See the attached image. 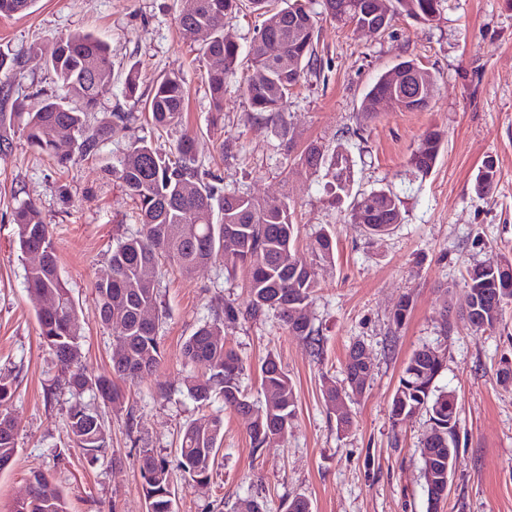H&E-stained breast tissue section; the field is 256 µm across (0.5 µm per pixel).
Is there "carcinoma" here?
I'll use <instances>...</instances> for the list:
<instances>
[{"instance_id":"cac0c4a2","label":"carcinoma","mask_w":512,"mask_h":512,"mask_svg":"<svg viewBox=\"0 0 512 512\" xmlns=\"http://www.w3.org/2000/svg\"><path fill=\"white\" fill-rule=\"evenodd\" d=\"M35 0H0V16L12 17L29 10ZM240 0H180L178 23L198 31L200 51L221 59L222 66L207 72V85L213 110L224 109V86L234 78L241 64L239 45L224 35L216 20L235 13ZM252 0L264 15L247 54L251 70L260 79H249L244 94L260 119L279 117L288 95L304 73L316 66L314 49L315 18L301 0ZM443 0H389L381 8L379 0H323L327 15L342 27L353 22L380 34L399 16L424 23L440 17ZM289 60L283 66V59ZM47 65L54 72L58 88L36 96L16 99L11 111L0 112V148L12 143L11 131L23 130L27 141L50 152L59 140L73 144L78 156L94 152L111 137L122 136L127 144L112 163V176L136 202L139 231L117 240L109 264L112 275L94 286L99 317L105 325L122 330L123 350L112 356V371L123 379H142L159 369L163 350L158 336L157 275L167 263L184 276L217 259L225 271L247 269L252 297L249 315L257 316L275 309L294 336L309 340L319 353L320 339L312 336L306 308L316 287V272L298 256L295 248L297 228L288 203L279 200L258 201L252 197L228 193L216 178H210L196 165L193 137L185 133L168 153L153 148L145 139L127 136L132 116L113 112L91 123L99 99L112 85V55L109 46L89 33H69L59 38L47 52ZM411 73L408 100L398 88L399 76ZM437 82L427 69L414 60H404L380 74L361 101L360 118L369 122L378 112L376 103L383 97L395 98L392 109L421 112L435 97ZM186 91L181 80L164 76L156 81L147 98V112L160 128L182 124ZM444 134L429 130L410 157L413 168L426 175L434 167ZM302 164L311 170L326 169L334 181L336 197L349 195L350 176L347 158L338 151L327 156L317 145H309ZM498 167L489 156L474 182L479 197L489 195L497 185ZM13 224L19 248L24 253L42 249L45 260L26 271L28 294L36 311L43 342L53 351L63 375L64 385L75 395L96 391L103 401L117 405L121 393L112 384L91 377L81 364V340L76 304L58 270L50 225L44 223L38 208L23 202L14 208ZM351 216L368 233L381 236L402 222L400 199L390 190L364 193L353 200ZM232 240V251L225 250ZM313 249L323 259L333 258V241L322 233ZM512 307V259L492 257L467 271L463 281L460 310L475 333L493 331ZM412 309L404 296L393 311L392 322L401 326ZM152 312L146 320L143 313ZM239 311L232 305L216 311L212 321L201 325L183 344L187 363L204 369L201 377L187 379L188 392L205 404L214 396L224 405L250 418L247 435L253 449L272 441L271 435L285 436L296 414L295 387L276 360L269 357L260 366L264 402L256 406L244 395L239 378L246 369L244 360L224 344V320H234ZM363 345H353L345 365L348 392L334 382L324 386L327 405L336 408L339 397L363 392L370 372L360 360ZM431 347L415 350L404 363L399 384L392 397L391 420L403 422L422 412L429 415L430 428L421 439L420 453L427 487V512L442 499L441 489L431 486L433 478L452 466L457 452L458 423L455 398L448 392H436L434 382L443 367L442 359H431ZM13 392L0 378V468L14 462L18 453L7 403ZM67 432L74 445L92 458L110 451L107 434L96 413L81 402L69 410ZM224 436V421L215 416L186 426L176 458L184 482L190 487L208 484ZM143 479L142 492L146 512H176V491L170 479V461L145 450L138 459ZM14 512H68L59 486L45 473L31 471L26 496L16 503Z\"/></svg>"}]
</instances>
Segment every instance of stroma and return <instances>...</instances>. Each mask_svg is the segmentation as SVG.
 Segmentation results:
<instances>
[{"mask_svg":"<svg viewBox=\"0 0 512 512\" xmlns=\"http://www.w3.org/2000/svg\"><path fill=\"white\" fill-rule=\"evenodd\" d=\"M305 3L317 15L320 67L289 96L284 137L251 108L243 87L252 71L245 66L224 89L223 112L214 114L206 82L211 62L179 27V0H36L27 14L0 18V55L19 61L0 69V110L10 111L16 98L56 90L53 72L33 47L90 33L109 44L114 64L99 113H132V134L162 152L189 133L198 164L226 191L288 202L298 254L317 273L307 316L322 340L316 357L276 310L246 317L245 272L227 273L216 262L185 277L162 266L157 308L164 360L152 377L117 381L120 407L82 396L83 404L98 408L111 445L107 457L89 459L67 436L73 396L49 389L58 375L56 357L39 336L25 280L33 259L19 249L12 212L31 201L50 224L60 275L78 309L82 363L90 374L112 378L122 331L101 323L93 289L110 273L112 245L140 228L135 202L109 171L125 143L105 141L63 166L57 159L71 154V145H57L50 155L15 132L11 147L0 151V376L13 383L9 411L19 453L0 471V512H11L36 469L53 476L69 512H145L140 452L173 459L183 428L217 414L224 418V441L210 482L189 489L180 472L172 474L178 512H233L247 497L280 512L297 494L310 499L313 512H426L420 440L427 417L397 425L390 418L403 363L425 345L443 354L436 385L455 394L458 407L452 490L439 512H512V388L497 381L501 358H512V308L485 334L474 333L460 314L467 268L495 255L512 258V0H446L434 23L401 17L380 35L336 25L322 16L321 0ZM404 59L436 77L429 107L390 110L360 123L369 84ZM130 70L140 81L132 97L123 89ZM173 74L186 90L183 122L162 131L146 121L143 107L156 80ZM433 129L443 132L445 144L424 176L410 156ZM311 144L328 153L344 150L351 193L392 188L402 223L373 237L351 222L324 171L302 166ZM489 155L498 163V183L480 197L473 182ZM322 232L335 244L328 261L311 249ZM406 295L412 310L398 327L391 315ZM227 303L243 312L224 323L226 347L246 364L242 388L262 400L258 366L269 356L297 394L291 432L257 453L244 416L217 398L197 402L185 385L201 373L181 355L185 339ZM356 343L373 370L364 392L346 400L353 426L343 433L325 404L323 381L344 384L347 354Z\"/></svg>","mask_w":512,"mask_h":512,"instance_id":"stroma-1","label":"stroma"}]
</instances>
